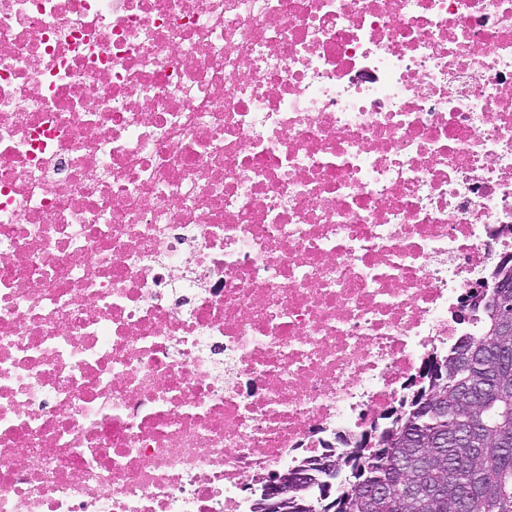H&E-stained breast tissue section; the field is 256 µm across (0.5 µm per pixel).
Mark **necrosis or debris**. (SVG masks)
I'll list each match as a JSON object with an SVG mask.
<instances>
[{
    "label": "necrosis or debris",
    "instance_id": "4bbe7bcc",
    "mask_svg": "<svg viewBox=\"0 0 512 512\" xmlns=\"http://www.w3.org/2000/svg\"><path fill=\"white\" fill-rule=\"evenodd\" d=\"M512 255V0H0V512H253Z\"/></svg>",
    "mask_w": 512,
    "mask_h": 512
}]
</instances>
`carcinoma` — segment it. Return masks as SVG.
Returning <instances> with one entry per match:
<instances>
[{
    "instance_id": "carcinoma-1",
    "label": "carcinoma",
    "mask_w": 512,
    "mask_h": 512,
    "mask_svg": "<svg viewBox=\"0 0 512 512\" xmlns=\"http://www.w3.org/2000/svg\"><path fill=\"white\" fill-rule=\"evenodd\" d=\"M482 333L439 358L443 380L422 384L399 417L398 436L383 456L358 441L342 451L353 480L384 486L383 496L353 488L336 512H512V307L481 302ZM409 485L425 491L406 507ZM308 498L288 496L278 512H312Z\"/></svg>"
}]
</instances>
